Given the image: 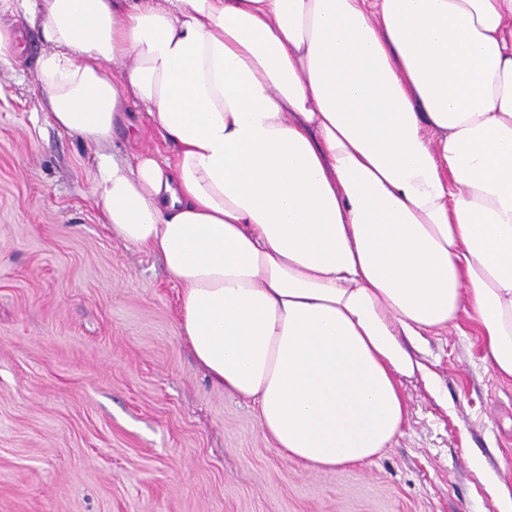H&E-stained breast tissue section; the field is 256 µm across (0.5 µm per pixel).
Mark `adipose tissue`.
Returning a JSON list of instances; mask_svg holds the SVG:
<instances>
[{
  "label": "adipose tissue",
  "mask_w": 512,
  "mask_h": 512,
  "mask_svg": "<svg viewBox=\"0 0 512 512\" xmlns=\"http://www.w3.org/2000/svg\"><path fill=\"white\" fill-rule=\"evenodd\" d=\"M40 106L98 145L101 218L180 285L179 334L316 468L390 447L468 318L512 379V0H0ZM157 132L174 158L106 147Z\"/></svg>",
  "instance_id": "obj_1"
}]
</instances>
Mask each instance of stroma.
<instances>
[{
  "label": "stroma",
  "mask_w": 512,
  "mask_h": 512,
  "mask_svg": "<svg viewBox=\"0 0 512 512\" xmlns=\"http://www.w3.org/2000/svg\"><path fill=\"white\" fill-rule=\"evenodd\" d=\"M0 68V512H499L512 486V381L469 319L428 337L436 388L404 380L390 448L319 469L262 434L178 330L160 258L100 221L97 151L39 105L47 45ZM482 468H474L472 456Z\"/></svg>",
  "instance_id": "stroma-1"
}]
</instances>
